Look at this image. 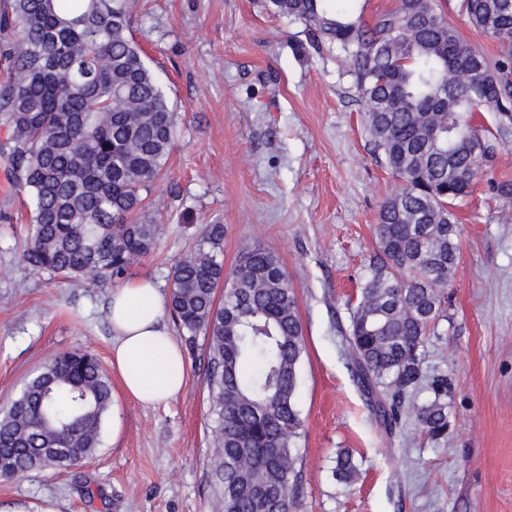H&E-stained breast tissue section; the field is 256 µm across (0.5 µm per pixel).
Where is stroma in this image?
I'll list each match as a JSON object with an SVG mask.
<instances>
[{"mask_svg": "<svg viewBox=\"0 0 512 512\" xmlns=\"http://www.w3.org/2000/svg\"><path fill=\"white\" fill-rule=\"evenodd\" d=\"M133 37L177 114L166 174L148 209L154 250L126 279L170 274L209 225L233 267L246 243L276 253L293 288L306 349L295 406L302 421L298 512H512V148L457 202L459 266L419 354L425 379L385 430L341 343L377 248L375 226L397 181L364 130L352 60L313 46L270 0H128ZM32 226L0 160V408L55 356L96 354L112 369L107 307L96 288L22 260ZM124 278V279H125ZM189 369L181 395L146 408L113 384L102 445L82 465L0 479V512H217L210 473L208 354L178 334ZM448 380V435L414 417ZM352 454L351 483L333 475Z\"/></svg>", "mask_w": 512, "mask_h": 512, "instance_id": "35a3bbf8", "label": "stroma"}]
</instances>
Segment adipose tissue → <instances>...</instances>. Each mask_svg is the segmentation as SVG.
<instances>
[{
    "label": "adipose tissue",
    "mask_w": 512,
    "mask_h": 512,
    "mask_svg": "<svg viewBox=\"0 0 512 512\" xmlns=\"http://www.w3.org/2000/svg\"><path fill=\"white\" fill-rule=\"evenodd\" d=\"M166 300L147 279H134L112 292V366L125 392L146 407L179 396L188 384L183 349L164 321Z\"/></svg>",
    "instance_id": "adipose-tissue-1"
}]
</instances>
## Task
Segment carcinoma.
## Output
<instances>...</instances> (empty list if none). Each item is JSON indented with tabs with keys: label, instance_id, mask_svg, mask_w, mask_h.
<instances>
[{
	"label": "carcinoma",
	"instance_id": "cac0c4a2",
	"mask_svg": "<svg viewBox=\"0 0 512 512\" xmlns=\"http://www.w3.org/2000/svg\"><path fill=\"white\" fill-rule=\"evenodd\" d=\"M461 0L499 59L464 40L434 0H399L370 20L331 0H273L347 54L370 144L401 186L381 206L378 250L350 315L354 376L384 429L423 379L419 349L444 311L458 266L454 206L471 193L482 158L512 145V6ZM0 157L34 226L27 264L93 288L148 256L159 227L130 220L168 165L176 116L133 40L127 0H12L0 16ZM487 112L489 125L473 124ZM213 224L174 267L171 311L209 354L211 475L223 512H297L301 422L295 407L305 350L296 296L279 258L245 247L224 272ZM224 298L217 299L218 288ZM394 387L384 404L376 388ZM416 419L448 432V380ZM112 384L96 356L77 350L44 364L0 411V477L76 465L101 446ZM345 482L352 455L337 458Z\"/></svg>",
	"mask_w": 512,
	"mask_h": 512
}]
</instances>
